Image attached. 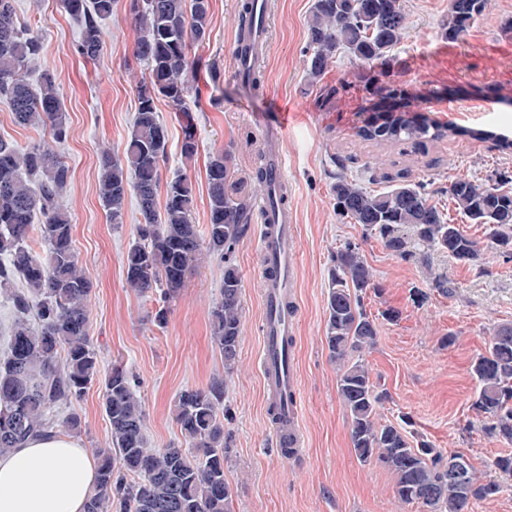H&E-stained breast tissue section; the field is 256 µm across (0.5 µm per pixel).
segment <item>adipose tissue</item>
Segmentation results:
<instances>
[{
  "mask_svg": "<svg viewBox=\"0 0 512 512\" xmlns=\"http://www.w3.org/2000/svg\"><path fill=\"white\" fill-rule=\"evenodd\" d=\"M97 460L57 431L0 455V512H85Z\"/></svg>",
  "mask_w": 512,
  "mask_h": 512,
  "instance_id": "ef3b65f1",
  "label": "adipose tissue"
}]
</instances>
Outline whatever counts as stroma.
<instances>
[{"label":"stroma","mask_w":512,"mask_h":512,"mask_svg":"<svg viewBox=\"0 0 512 512\" xmlns=\"http://www.w3.org/2000/svg\"><path fill=\"white\" fill-rule=\"evenodd\" d=\"M235 2L210 0V40L192 49L193 56L216 64L221 79L213 81L201 68L190 82L187 103L199 142L191 168L181 164L180 124L166 100L156 103L168 131L162 178L188 173L196 188L193 221L207 224L206 162L227 151L252 200L263 198L252 182L263 140L241 112L268 111L273 98L285 102L290 112L283 140L288 203L296 218L292 352L303 451L285 455L269 417L261 358L260 220H252L233 254L244 284V332L232 376H225L224 359L211 335V311L222 284L216 259H203L187 272L161 326L154 320L156 303L126 286L124 256L136 239L141 216L131 196L122 223H112L98 197V177L101 152L121 156L137 89L148 78L132 56L140 28L129 13V0H116L103 24V53L94 61L76 53L81 23L65 12L60 0H14L20 22L43 43L42 57L28 68L26 78L35 86L42 68L54 72L68 133L64 142L53 143L49 131L15 124L0 100V137L22 146L53 144L71 170L59 203L71 217L73 248L92 284L90 336L101 374L119 363L137 376L152 448L180 441L173 410L181 391L226 378L224 403L230 418L224 426L233 446L224 477L233 490L232 512H424L417 504L397 509L393 474L358 460L350 418L337 392L339 371L325 339L329 269L339 248L359 244L375 281L363 303L378 329L374 345L361 358L378 389L388 395L381 422L404 426L415 439L429 441L443 454L463 455L477 473L498 478L500 492L471 512H512V477L497 476L493 468L506 446L481 431L472 407L477 382L471 371L494 327L512 324V257L495 250L487 226L470 223L443 194L461 175L482 184L512 179V152L492 149L490 141L476 136L483 130L512 139V0H489L485 13L458 41L443 34L448 0H402L406 30L386 60L368 65L339 53L314 85L305 74L313 0H269V50L258 90L237 75ZM392 85L401 88L400 98L387 99ZM375 109L447 124L455 133L430 144L423 155L374 145L356 132ZM340 156L348 160V176L369 190L391 186L400 170H409L412 179L437 193L452 223L479 243L480 263L463 264L437 252L426 266L404 261L378 237L365 236L361 225L340 217L332 192ZM438 274L447 278L450 293L433 288L431 279ZM420 291L426 293L425 301H418ZM391 309L397 318H388ZM103 395V385L92 384L79 402L57 411L61 417L71 411L80 415L84 427L78 439L91 453L111 445Z\"/></svg>","instance_id":"obj_1"}]
</instances>
